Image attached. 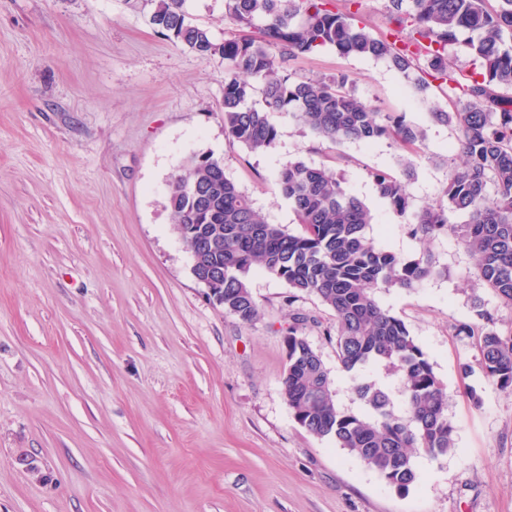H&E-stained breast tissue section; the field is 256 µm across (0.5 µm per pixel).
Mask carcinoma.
Instances as JSON below:
<instances>
[{
    "instance_id": "cac0c4a2",
    "label": "carcinoma",
    "mask_w": 512,
    "mask_h": 512,
    "mask_svg": "<svg viewBox=\"0 0 512 512\" xmlns=\"http://www.w3.org/2000/svg\"><path fill=\"white\" fill-rule=\"evenodd\" d=\"M150 22L175 44L200 56L224 59V134L251 153H265L278 130L269 114L283 112L302 128L337 146L391 138L406 148L425 141V130L405 116L379 112L355 96L346 75L315 80L283 70L282 63L319 48L342 56L385 59L428 95L432 83L453 85V110L435 106L433 121L460 131L461 162L449 167L446 201L411 209L412 174L405 157L372 177L394 213L410 219L412 232L429 242L441 234L460 238L475 259L478 279L512 307V0L490 9L487 0H386L387 30L375 34L354 13L329 7L330 0H224V15L237 33L216 41L209 29L186 17V0H146ZM482 72L463 82L448 63V43L459 33ZM261 93L263 106L254 102ZM277 186L291 203L300 230L270 224L251 197L225 175L212 155L191 154L168 181L167 204L174 223L193 224L185 237L191 251L199 237L215 238L212 277L224 284V314L244 324L259 315L250 273L260 268L291 293L313 295L333 313L336 358L355 373L358 414L340 408L330 370L301 332L288 327V363L283 394L295 422L359 459L388 486L408 492L418 479L416 449L431 458L452 454L455 426L448 394L433 365L400 318L384 309L381 289H412L445 274L430 254L406 260L377 247L365 234L373 216L351 195L344 179L302 160L283 167ZM467 216L454 224L449 214ZM477 323L458 333L477 337L478 366L485 378L512 391V330L504 334L490 314L474 305ZM379 367L400 381L397 394L359 372Z\"/></svg>"
}]
</instances>
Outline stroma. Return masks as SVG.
Segmentation results:
<instances>
[{
	"mask_svg": "<svg viewBox=\"0 0 512 512\" xmlns=\"http://www.w3.org/2000/svg\"><path fill=\"white\" fill-rule=\"evenodd\" d=\"M223 40L224 0H187ZM298 75L346 73L356 95L426 130L412 156L414 207L443 200L460 132L433 122L453 90L414 93L387 61L326 48L291 61ZM224 60L155 30L142 0H0V512H512V392L481 372L473 298L512 328V307L480 286L456 237L425 243L379 198L372 174L402 152L390 139L337 147L271 114L272 149L224 135ZM193 153L226 173L272 224L296 230L277 189L302 160L343 176L373 214L375 244L411 259L430 250L446 273L380 292L448 392L457 450L418 453L408 493L387 486L293 419L282 379L296 315L331 372L342 407L350 375L325 336L316 297L251 274L258 318L244 324L191 274L167 183ZM481 406H474L470 391Z\"/></svg>",
	"mask_w": 512,
	"mask_h": 512,
	"instance_id": "35a3bbf8",
	"label": "stroma"
}]
</instances>
